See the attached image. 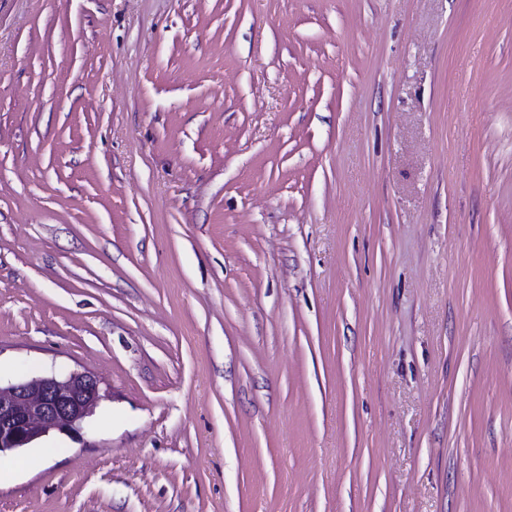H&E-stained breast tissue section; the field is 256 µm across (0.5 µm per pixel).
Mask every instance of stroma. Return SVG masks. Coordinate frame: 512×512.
I'll use <instances>...</instances> for the list:
<instances>
[{
    "instance_id": "stroma-1",
    "label": "stroma",
    "mask_w": 512,
    "mask_h": 512,
    "mask_svg": "<svg viewBox=\"0 0 512 512\" xmlns=\"http://www.w3.org/2000/svg\"><path fill=\"white\" fill-rule=\"evenodd\" d=\"M88 372L0 512H512V0H0V380Z\"/></svg>"
}]
</instances>
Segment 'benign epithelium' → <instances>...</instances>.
Returning a JSON list of instances; mask_svg holds the SVG:
<instances>
[{"instance_id": "7a95c632", "label": "benign epithelium", "mask_w": 512, "mask_h": 512, "mask_svg": "<svg viewBox=\"0 0 512 512\" xmlns=\"http://www.w3.org/2000/svg\"><path fill=\"white\" fill-rule=\"evenodd\" d=\"M101 399L100 381L88 372L0 384V454L29 448L51 434L85 442L87 419Z\"/></svg>"}]
</instances>
